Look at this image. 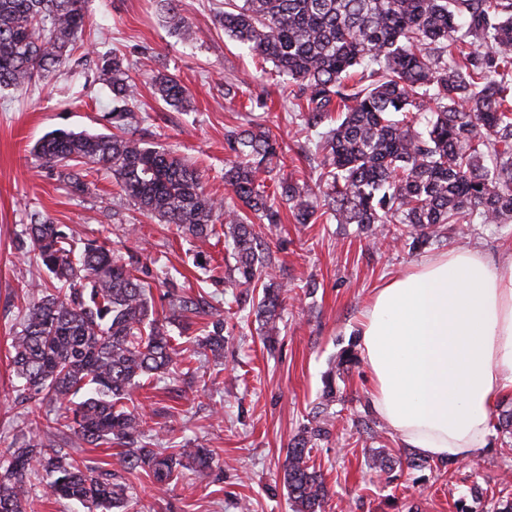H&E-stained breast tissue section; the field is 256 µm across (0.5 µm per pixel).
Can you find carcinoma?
<instances>
[{
	"label": "carcinoma",
	"instance_id": "1",
	"mask_svg": "<svg viewBox=\"0 0 512 512\" xmlns=\"http://www.w3.org/2000/svg\"><path fill=\"white\" fill-rule=\"evenodd\" d=\"M158 2L169 28L187 32L177 0ZM85 4L0 0V88L24 90L69 64L88 23ZM217 24L286 77L301 130L318 136L314 182L281 173L283 143L248 119L224 134L230 196L205 193L194 163L139 133L132 64L113 52L94 63L96 81L112 92V131L58 129L33 152L73 192L89 190L92 172L111 173L140 213L187 237L207 242L221 224L234 264L227 277L206 268L207 278L230 289L239 311L261 289L254 314L268 338L288 298L265 241L284 204L298 224L326 215L411 252L476 224L512 222V0H224ZM150 82L166 105H187L176 75L157 72ZM27 219L16 249L51 285L24 292L11 337L16 400L33 419L0 455V512H24L26 483L41 473L50 477L48 498L88 512L128 510L126 484L112 470L54 448L48 436L63 417L72 418L70 444L124 449V472L145 473L163 492L184 468L212 469L211 451L190 441L174 452L160 447L134 395L176 373L191 346L221 356L224 315L167 273L158 310L150 266L160 259L78 238L40 211ZM355 362L351 345L338 354L323 379L324 402ZM44 402L55 413L37 412ZM329 436L325 423H308L288 443L283 485L293 512H325L329 490L311 454ZM396 466L392 449L373 451L370 468ZM495 512H512V482L500 483Z\"/></svg>",
	"mask_w": 512,
	"mask_h": 512
}]
</instances>
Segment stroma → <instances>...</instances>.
Segmentation results:
<instances>
[{
    "label": "stroma",
    "mask_w": 512,
    "mask_h": 512,
    "mask_svg": "<svg viewBox=\"0 0 512 512\" xmlns=\"http://www.w3.org/2000/svg\"><path fill=\"white\" fill-rule=\"evenodd\" d=\"M190 31L171 32L157 0H87L89 23L83 53L116 50L140 69L136 110L144 118L141 133L161 140L195 162L205 189L221 198L224 185V132L242 121L243 97L224 94L226 78L244 82L252 92L269 95L267 124L286 146L285 172L306 171L308 148L296 133L291 103L283 95L272 65L258 66L247 49L214 26L224 0H180ZM162 71L177 75L192 104L176 110L158 101L149 77ZM110 90L94 80L92 66L73 64L57 70L26 93L0 92V452L26 434V414L15 402L10 336L19 320L22 287L46 274L15 248L26 216L39 209L83 237L107 232L125 240L136 225L133 242L144 258L162 257L179 274L185 291L198 293L203 265L227 264L223 242L200 243L178 235L170 224L142 215L105 175L92 176L88 192L73 193L57 175L42 169L33 147L56 129L110 131L105 115ZM124 216L113 223V214ZM274 272L296 289L298 297L283 313L275 349L262 341L255 317L230 320L223 359L193 354L188 372L141 389L137 400L159 434H185L214 449L211 474L193 470L165 497H158L143 474L127 476L137 512H291L282 466L289 439L321 400L322 377L336 355L356 341L362 311L375 288L404 274L421 255L467 246L493 262L512 257V223L476 226L463 236L426 248L424 254L375 249L354 224L335 220L317 224L285 221L268 238ZM315 280L307 294L304 285ZM336 400L325 413L331 431L313 460L331 493L326 512H459L481 498L493 506L499 479L512 475V446L493 434L477 461L478 474L459 466L453 476L404 470L396 480L370 470L371 448H400L396 433L380 424V438L360 437L353 415L370 403L367 369L357 363L336 380Z\"/></svg>",
    "instance_id": "stroma-1"
}]
</instances>
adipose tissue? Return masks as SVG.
<instances>
[{
	"mask_svg": "<svg viewBox=\"0 0 512 512\" xmlns=\"http://www.w3.org/2000/svg\"><path fill=\"white\" fill-rule=\"evenodd\" d=\"M356 334L372 404L406 447L467 461L512 393V263L459 247L375 289Z\"/></svg>",
	"mask_w": 512,
	"mask_h": 512,
	"instance_id": "ef3b65f1",
	"label": "adipose tissue"
}]
</instances>
